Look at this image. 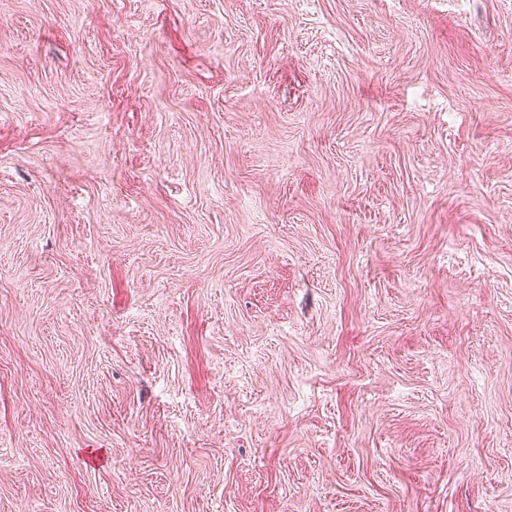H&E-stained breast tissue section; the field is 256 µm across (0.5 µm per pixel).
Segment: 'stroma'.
<instances>
[{
    "label": "stroma",
    "mask_w": 512,
    "mask_h": 512,
    "mask_svg": "<svg viewBox=\"0 0 512 512\" xmlns=\"http://www.w3.org/2000/svg\"><path fill=\"white\" fill-rule=\"evenodd\" d=\"M0 512H512V0H0Z\"/></svg>",
    "instance_id": "1"
}]
</instances>
